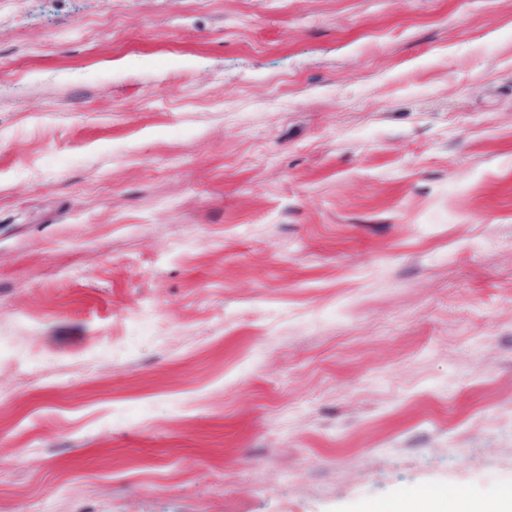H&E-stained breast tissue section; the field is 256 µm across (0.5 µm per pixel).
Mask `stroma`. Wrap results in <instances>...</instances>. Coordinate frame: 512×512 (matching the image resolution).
I'll return each instance as SVG.
<instances>
[{
	"label": "stroma",
	"instance_id": "stroma-1",
	"mask_svg": "<svg viewBox=\"0 0 512 512\" xmlns=\"http://www.w3.org/2000/svg\"><path fill=\"white\" fill-rule=\"evenodd\" d=\"M512 494V0H0V512Z\"/></svg>",
	"mask_w": 512,
	"mask_h": 512
}]
</instances>
